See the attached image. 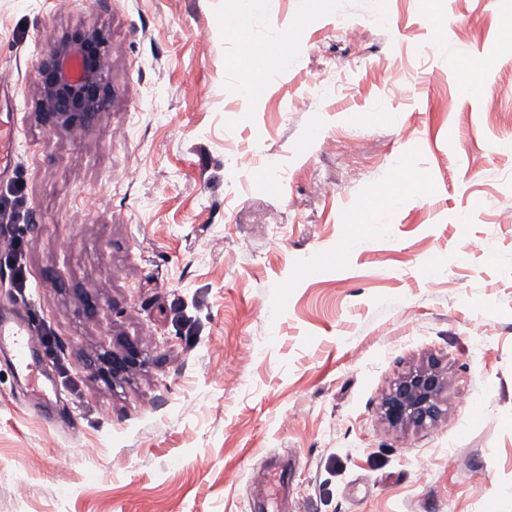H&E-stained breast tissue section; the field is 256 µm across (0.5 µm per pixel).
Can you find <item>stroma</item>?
<instances>
[{
	"label": "stroma",
	"mask_w": 512,
	"mask_h": 512,
	"mask_svg": "<svg viewBox=\"0 0 512 512\" xmlns=\"http://www.w3.org/2000/svg\"><path fill=\"white\" fill-rule=\"evenodd\" d=\"M501 2L438 0L464 20L439 27L423 0H255L243 43L225 34L238 0H0V314L32 320L56 392L35 416L0 352V512H512ZM76 28L108 39L112 106L49 131L37 65ZM282 32L287 55L241 96L237 62ZM466 53L489 64L483 94ZM398 57L412 79L390 99ZM323 68L349 84L308 83ZM401 166L432 194L353 242ZM128 342L142 366L85 367ZM433 359L440 420L391 425L383 394Z\"/></svg>",
	"instance_id": "1"
}]
</instances>
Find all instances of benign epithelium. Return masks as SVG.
Masks as SVG:
<instances>
[{
	"label": "benign epithelium",
	"mask_w": 512,
	"mask_h": 512,
	"mask_svg": "<svg viewBox=\"0 0 512 512\" xmlns=\"http://www.w3.org/2000/svg\"><path fill=\"white\" fill-rule=\"evenodd\" d=\"M38 115L51 131L59 126L86 127L112 107L108 83V40L98 30L78 28L54 41L37 70ZM118 378L141 364L137 345L103 359ZM447 373L437 360L399 377L388 388L381 409L392 425L423 427L441 415Z\"/></svg>",
	"instance_id": "obj_1"
}]
</instances>
